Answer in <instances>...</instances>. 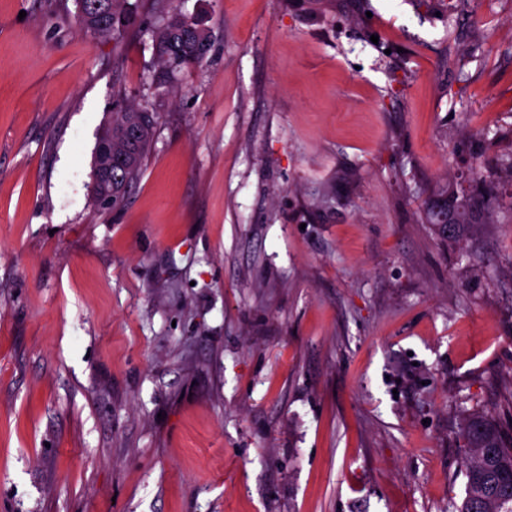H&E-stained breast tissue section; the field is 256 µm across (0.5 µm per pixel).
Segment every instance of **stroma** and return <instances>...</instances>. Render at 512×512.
I'll return each instance as SVG.
<instances>
[{"label":"stroma","instance_id":"1","mask_svg":"<svg viewBox=\"0 0 512 512\" xmlns=\"http://www.w3.org/2000/svg\"><path fill=\"white\" fill-rule=\"evenodd\" d=\"M206 65L152 84L139 0H0V512H456L467 417L512 424V0H179ZM122 99L159 115L92 203ZM80 2L88 3L82 11ZM129 0H76L79 26L98 36L113 35L127 16L131 15L134 4ZM158 117L155 112L135 106H125L112 113V120L104 127L98 142L112 138L109 144L99 143L97 153L101 164L96 166V147L91 171V199L103 209L119 210L141 170L142 161L149 151ZM97 142V143H98ZM112 158L121 159L113 166ZM97 175L112 181H97ZM498 179V168L490 170L483 165H479L472 170L473 186L471 190H459L457 187L448 186V188L439 193L435 202L427 205V222L436 227L439 235L448 238L446 228L435 224L433 218L434 205L438 201H444L457 212V219L461 224L457 229L458 233L463 232L470 227L471 224H478L480 221L485 223L488 220V209L486 205L494 192Z\"/></svg>","mask_w":512,"mask_h":512}]
</instances>
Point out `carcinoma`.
Instances as JSON below:
<instances>
[{
    "label": "carcinoma",
    "instance_id": "cac0c4a2",
    "mask_svg": "<svg viewBox=\"0 0 512 512\" xmlns=\"http://www.w3.org/2000/svg\"><path fill=\"white\" fill-rule=\"evenodd\" d=\"M82 1L88 7L77 10L79 26L104 37L118 30L133 8L129 0H76ZM150 33L159 63L154 75L157 86H166L176 68L197 67L205 62L210 48L206 21L173 8ZM157 120L156 113L132 105L112 113L99 140L112 139V158L120 164L112 168L110 183L99 182L96 175H91V199L96 206L119 210L125 205L151 147ZM498 179L499 169L480 165L472 170L471 190L450 186L439 193L438 200L457 212L458 231L488 220L487 203ZM462 435L466 482L458 512H512V438L506 437L494 419L481 413L464 422Z\"/></svg>",
    "mask_w": 512,
    "mask_h": 512
}]
</instances>
